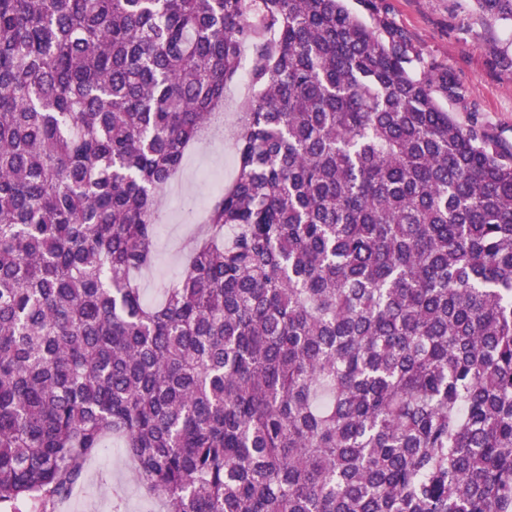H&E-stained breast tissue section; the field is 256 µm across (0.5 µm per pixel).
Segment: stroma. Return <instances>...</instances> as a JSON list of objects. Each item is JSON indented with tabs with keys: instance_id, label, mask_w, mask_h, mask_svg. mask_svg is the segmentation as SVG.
<instances>
[{
	"instance_id": "stroma-1",
	"label": "stroma",
	"mask_w": 512,
	"mask_h": 512,
	"mask_svg": "<svg viewBox=\"0 0 512 512\" xmlns=\"http://www.w3.org/2000/svg\"><path fill=\"white\" fill-rule=\"evenodd\" d=\"M393 23L419 51L425 66L447 73L459 98L441 96L458 123H479L512 152V23H500L480 10L475 0H382ZM249 95L247 82L234 79L225 93L224 133L197 145L168 187L162 202L157 263L140 276L148 302L180 272L184 245L215 196V186L230 182L235 171L234 120ZM124 512H164L161 501L146 497L118 439L109 440L93 458L85 480L72 492L78 512H112L114 499Z\"/></svg>"
}]
</instances>
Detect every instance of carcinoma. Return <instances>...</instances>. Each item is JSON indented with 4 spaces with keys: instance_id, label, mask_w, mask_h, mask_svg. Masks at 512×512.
I'll use <instances>...</instances> for the list:
<instances>
[{
    "instance_id": "carcinoma-1",
    "label": "carcinoma",
    "mask_w": 512,
    "mask_h": 512,
    "mask_svg": "<svg viewBox=\"0 0 512 512\" xmlns=\"http://www.w3.org/2000/svg\"><path fill=\"white\" fill-rule=\"evenodd\" d=\"M357 2L0 0V512L114 435L165 512H512V153ZM245 64L234 178L149 304ZM247 81L238 76L227 86L225 93L224 136H218L192 148L185 165L167 188L160 212L157 239V263L140 275L141 288L150 303L160 299V288L174 279L184 261V245L193 234L204 209L221 186L228 184L235 171V114L249 96ZM195 209L191 220L186 215V204Z\"/></svg>"
}]
</instances>
